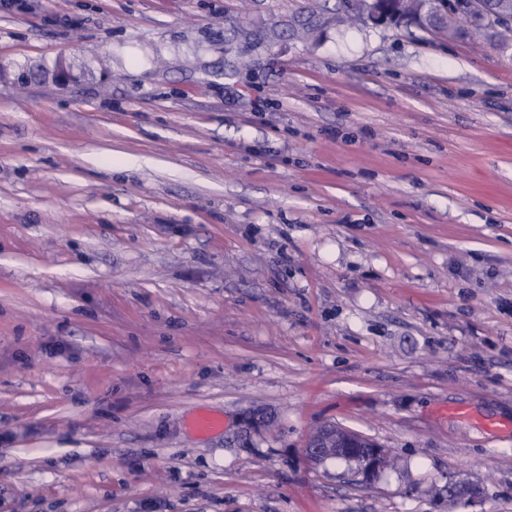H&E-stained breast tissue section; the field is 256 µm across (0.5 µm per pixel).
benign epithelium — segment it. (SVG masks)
Returning a JSON list of instances; mask_svg holds the SVG:
<instances>
[{"mask_svg":"<svg viewBox=\"0 0 512 512\" xmlns=\"http://www.w3.org/2000/svg\"><path fill=\"white\" fill-rule=\"evenodd\" d=\"M407 0H369L366 15L374 24H384L392 17L406 14ZM467 15L483 22L486 26H496L512 20V0H496L490 5L485 0H467L462 9L456 11L443 2L440 9L423 21L428 28L445 29L453 34L458 30L461 16ZM305 454L309 461L321 464L328 459H349L357 464L356 474L362 479L373 478L387 467L390 457L387 451L374 441L347 429L326 425L316 430L309 439ZM479 495L475 486L448 482V501L472 499Z\"/></svg>","mask_w":512,"mask_h":512,"instance_id":"benign-epithelium-1","label":"benign epithelium"}]
</instances>
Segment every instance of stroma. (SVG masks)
Wrapping results in <instances>:
<instances>
[{"label":"stroma","mask_w":512,"mask_h":512,"mask_svg":"<svg viewBox=\"0 0 512 512\" xmlns=\"http://www.w3.org/2000/svg\"><path fill=\"white\" fill-rule=\"evenodd\" d=\"M500 33L1 6L0 512H512ZM328 424L396 466L311 464Z\"/></svg>","instance_id":"stroma-1"}]
</instances>
